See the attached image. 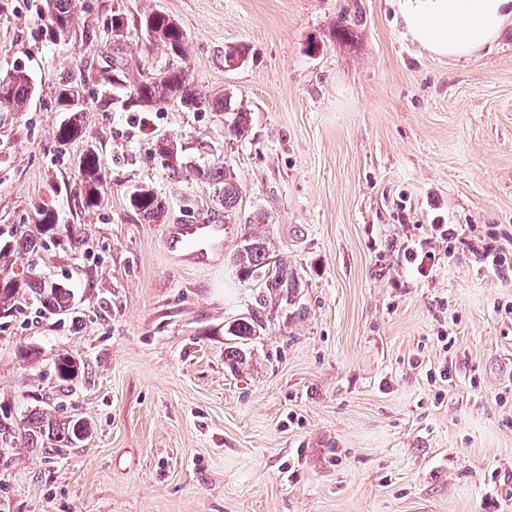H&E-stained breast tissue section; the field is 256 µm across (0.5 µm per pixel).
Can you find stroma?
<instances>
[{
  "label": "stroma",
  "instance_id": "35a3bbf8",
  "mask_svg": "<svg viewBox=\"0 0 512 512\" xmlns=\"http://www.w3.org/2000/svg\"><path fill=\"white\" fill-rule=\"evenodd\" d=\"M41 0H0V82L24 69V110L0 102V232L53 211L77 234L21 264L68 282L72 316L34 297L0 319V410L34 400L94 426L80 448L45 454L16 432L0 512H512V25L472 58L422 53L394 0H76L75 36L44 37ZM161 11L188 35L172 60L140 18ZM129 62L178 63L194 85L251 114L246 139L224 115L159 106L126 112L103 81L113 16ZM245 46L236 68L224 49ZM83 76L82 135L60 143L55 91ZM191 165L227 161L242 198L224 255L168 250V225L219 207L211 185L171 179L157 141ZM96 147L101 207L79 195ZM148 184L164 222L128 194ZM454 225L450 242L432 236ZM267 236L300 277L261 304L231 262L245 232ZM432 238L425 274L407 261ZM264 328L225 356V324ZM36 349L34 359L19 356ZM85 369L62 390L53 361ZM127 204L145 224H155L166 214V205L162 196L150 186L134 189L127 198Z\"/></svg>",
  "mask_w": 512,
  "mask_h": 512
}]
</instances>
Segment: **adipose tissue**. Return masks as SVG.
<instances>
[{
  "mask_svg": "<svg viewBox=\"0 0 512 512\" xmlns=\"http://www.w3.org/2000/svg\"><path fill=\"white\" fill-rule=\"evenodd\" d=\"M512 0H398L397 19L420 51L438 58L471 57L502 33Z\"/></svg>",
  "mask_w": 512,
  "mask_h": 512,
  "instance_id": "adipose-tissue-1",
  "label": "adipose tissue"
}]
</instances>
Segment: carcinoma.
<instances>
[{
	"label": "carcinoma",
	"mask_w": 512,
	"mask_h": 512,
	"mask_svg": "<svg viewBox=\"0 0 512 512\" xmlns=\"http://www.w3.org/2000/svg\"><path fill=\"white\" fill-rule=\"evenodd\" d=\"M47 33L51 38L67 36L72 30V0H45ZM140 30L148 42L162 45L169 54L178 58L184 56L188 37L182 27L169 16L152 12L139 21ZM112 70L102 72L105 81L122 85L128 81L126 63L120 56L118 45L112 48ZM141 79L129 85L125 99L127 112H148L158 103L172 102L181 108L197 111L205 105L224 113L229 124L224 134L235 140L248 136L249 115L246 110L235 105L232 99H209L196 89L187 70L176 65L158 73L142 72ZM77 82L72 77L65 78L58 86L55 104L59 111L67 113V118L57 130L58 141L65 143L80 132V112L72 104ZM31 96L28 75L23 70L14 71L7 85L0 84V99L17 106L24 104ZM182 148L178 143L167 140L155 147V153L165 160V167L175 178L184 177ZM80 184L84 189L85 205L99 207L104 201L101 188L106 178L99 154L90 148L80 162ZM197 179L212 184L222 192L221 205L224 211L233 210L239 202L242 191L231 176L230 169L218 161L208 167L196 170ZM127 204L146 224H155L165 217L166 205L162 196L149 186L134 189L127 198ZM73 224H57L51 213H44L40 223L11 235L0 233V318L13 313L18 298L26 293L32 295L41 305V312L49 316L71 314L74 291L60 281H48L34 275L32 270H20L12 257L21 253H32L43 238L58 233L73 234ZM239 279L244 283H261L274 299L287 298L298 287V272L288 265V260L276 254L273 243L266 237L246 233L239 249L232 258ZM261 327L258 321L241 318L228 326L225 334L238 339H247L257 334ZM54 373L63 383H71L82 373L79 359L62 350L54 359ZM23 430L33 441L47 439L56 448H77L91 438L93 429L90 422L81 416L72 415L65 421H57L44 411L31 410L23 418Z\"/></svg>",
	"instance_id": "obj_1"
}]
</instances>
